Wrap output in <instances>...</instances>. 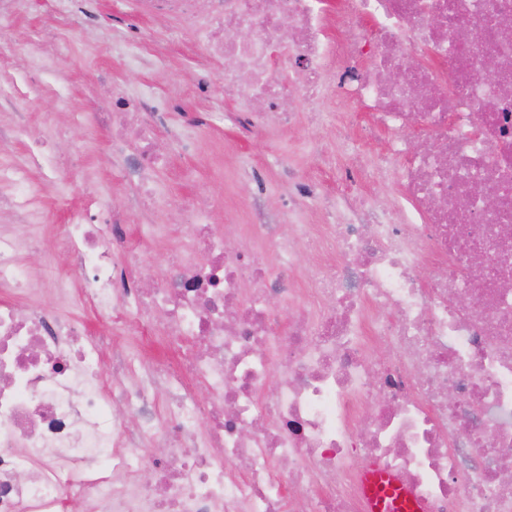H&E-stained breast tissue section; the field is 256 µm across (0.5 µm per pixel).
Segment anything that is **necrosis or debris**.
<instances>
[{"label": "necrosis or debris", "instance_id": "4bbe7bcc", "mask_svg": "<svg viewBox=\"0 0 512 512\" xmlns=\"http://www.w3.org/2000/svg\"><path fill=\"white\" fill-rule=\"evenodd\" d=\"M19 0H0V46L28 59L36 87L54 55L18 42ZM175 21L224 66V95L248 107L245 132L294 114L272 75L292 63L312 121L341 131L361 106L386 148L336 185L324 224H253L234 249L213 228L206 186L166 198L167 95H116L104 114L120 179L146 222L92 201L61 228L98 331L18 296L71 299L64 279L22 255L41 239L45 184L76 195L65 161L38 147L0 156V512H367L360 475H396L429 512H512V0H129ZM430 56L409 67V45ZM368 59L367 69L356 61ZM405 68L404 82L387 74ZM27 97L0 84V144L32 137ZM394 182L389 207L358 182ZM500 202L483 204L486 187ZM193 226L166 273L144 287L141 257L166 237L162 200ZM317 263L299 278L298 255ZM471 295L469 307L457 298ZM294 305L282 319L272 296ZM176 363L126 377L117 336L151 332L156 313ZM383 348L384 356L373 353ZM112 382L102 385L104 349ZM165 394V412L156 397ZM150 479H143V472Z\"/></svg>", "mask_w": 512, "mask_h": 512}]
</instances>
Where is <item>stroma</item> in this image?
<instances>
[{
	"instance_id": "1",
	"label": "stroma",
	"mask_w": 512,
	"mask_h": 512,
	"mask_svg": "<svg viewBox=\"0 0 512 512\" xmlns=\"http://www.w3.org/2000/svg\"><path fill=\"white\" fill-rule=\"evenodd\" d=\"M143 26L150 30L153 51L141 53L139 45L120 41V34ZM173 26L167 18L141 22L129 12L124 0H101L97 18L85 26L75 9L63 13L52 10L48 0H24L15 28L29 38H53L62 56L55 75L46 78L28 108V120L38 125L41 116L57 109L54 90L67 85L70 105L62 119L69 125V136L48 145L53 153L70 154L75 145L86 144L79 168L72 176L93 196L122 208L130 226L140 224L136 210L128 209L131 193L128 185L118 183L113 174L120 160L112 151V140L100 122L112 100V88L145 94H170L177 99V108L168 117L172 127L185 129L194 142L192 152H182L171 145L169 164L159 169L155 179L167 194L176 196L190 192L194 185L207 182L224 199V206L214 218L218 233L227 240L242 239L246 224L282 223L276 203L287 194L290 180L313 183L325 194L334 193L336 180L351 164L370 165L386 145V137L376 133L361 136L367 120L362 112H354L348 134L360 136L357 156L344 154L339 147H330V162L310 152L307 140L322 138L323 132L309 122L311 104L294 100L297 126L279 129L273 126L242 135L238 126L224 121L227 112H239V105L225 98L219 77H212V98L201 105L192 93L202 72L200 47L195 40L170 42L166 34ZM154 223L170 227V236L145 256L150 278L164 271V255L192 232L183 213L167 205L153 216Z\"/></svg>"
}]
</instances>
